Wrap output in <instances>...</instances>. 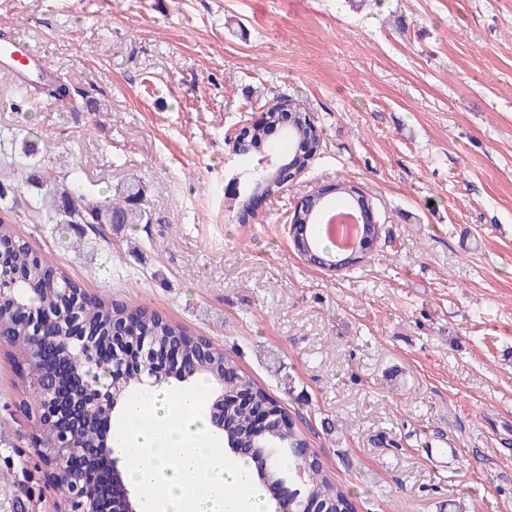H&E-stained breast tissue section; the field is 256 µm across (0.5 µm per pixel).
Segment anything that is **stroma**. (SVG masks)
<instances>
[{
    "label": "stroma",
    "mask_w": 512,
    "mask_h": 512,
    "mask_svg": "<svg viewBox=\"0 0 512 512\" xmlns=\"http://www.w3.org/2000/svg\"><path fill=\"white\" fill-rule=\"evenodd\" d=\"M101 109L29 100L0 65V130L92 193L146 189L143 224H17L88 293L223 346L296 420L359 512H512V0H0ZM320 146L239 223L231 134L279 98ZM378 239L353 269L300 258L290 219L339 182ZM0 343V512L36 416Z\"/></svg>",
    "instance_id": "stroma-1"
}]
</instances>
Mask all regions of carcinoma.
Here are the masks:
<instances>
[{"mask_svg":"<svg viewBox=\"0 0 512 512\" xmlns=\"http://www.w3.org/2000/svg\"><path fill=\"white\" fill-rule=\"evenodd\" d=\"M46 97L66 105H74L68 81L58 76L40 86ZM298 112L301 117L291 127H282L280 114L284 110ZM306 142L317 149L320 130L313 116L302 111L292 99L281 98L269 107L262 119L253 125L242 146V174L245 190L238 197L236 217L246 224L255 218L251 208L253 196H275L283 188L286 170L296 175L303 171L309 158L284 149L281 143ZM10 147V164L18 166L17 177L8 181L0 172V206L9 212L17 208L21 194L31 192L23 212L27 224H141L147 219L145 188L131 182L118 193L95 197L81 185V173L73 170L62 176L53 175L37 160L35 145L17 141L10 131H0V147ZM336 200L313 195L308 204L294 211V250L315 265H330L336 269L352 267L364 258L356 249L338 252L327 248L318 235L317 225L322 213L336 202L350 204L361 194L356 186L336 184ZM0 338L11 348L20 375L27 388L20 404L42 406L45 399L43 382L47 368L39 352L57 343L56 360L70 363L72 350L62 344L71 334V321L79 323L95 352L112 355V364L121 365L129 357L139 356L137 369L129 373L119 386L123 388L119 404H125L133 394L143 393L138 373H153L157 379H174L192 383H208L205 396L215 401L219 392L216 384L224 379V443L228 448H244L247 476L255 481L278 506L291 504V512H357L356 497L350 490L333 483L325 473L319 454L293 417L263 387L259 386L224 350L201 337L194 336L183 326L146 307L129 308L110 297L89 294L83 285L63 268L52 266L37 253L30 243L17 235L13 222L0 220ZM29 301L31 315L15 302ZM153 347V353H140L141 342ZM181 352V362L158 370L155 357L171 348ZM76 375L56 376V398L60 406H68L80 395ZM246 390L250 400L237 401L235 394ZM94 425L71 427L65 420L45 425L39 430L43 439L54 440L63 431H70L67 444L85 448L94 438L112 444L106 425L112 412L93 405L89 408ZM271 415L264 430L256 429L259 413ZM52 481L61 502L76 504L77 488L97 483L105 470L100 455L83 457L79 466L70 468L52 465Z\"/></svg>","mask_w":512,"mask_h":512,"instance_id":"cac0c4a2","label":"carcinoma"}]
</instances>
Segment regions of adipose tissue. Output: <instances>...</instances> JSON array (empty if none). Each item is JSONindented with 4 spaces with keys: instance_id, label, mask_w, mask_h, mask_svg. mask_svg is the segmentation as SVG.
<instances>
[{
    "instance_id": "1",
    "label": "adipose tissue",
    "mask_w": 512,
    "mask_h": 512,
    "mask_svg": "<svg viewBox=\"0 0 512 512\" xmlns=\"http://www.w3.org/2000/svg\"><path fill=\"white\" fill-rule=\"evenodd\" d=\"M113 428L114 454L127 483L146 493L149 512H275L242 464L217 453L198 388L158 386L131 398Z\"/></svg>"
}]
</instances>
